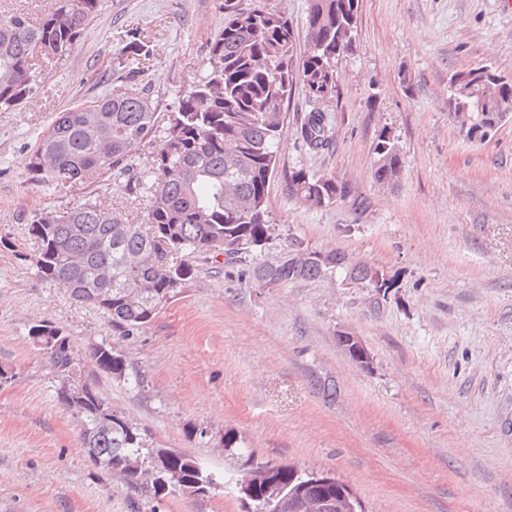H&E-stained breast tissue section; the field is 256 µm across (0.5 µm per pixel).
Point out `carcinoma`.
Returning a JSON list of instances; mask_svg holds the SVG:
<instances>
[{"mask_svg":"<svg viewBox=\"0 0 512 512\" xmlns=\"http://www.w3.org/2000/svg\"><path fill=\"white\" fill-rule=\"evenodd\" d=\"M98 4L56 0L36 22L18 12L0 16L1 109L32 96L34 50L47 60L63 56ZM220 9L224 27L210 43L205 73L173 110L156 112L147 93L131 86L60 112L27 170V181L48 191L94 174L118 173L153 133L162 131V143L148 153L144 169L121 186L127 199H146L142 222L102 201H87L40 213L28 228L38 243L36 274L100 311L117 339L139 335L182 293L192 272L178 255L222 254L231 262L271 239L268 187L278 169V136L293 84H302L312 103L299 126L302 147L320 152L333 141L328 112L336 94V65L353 49L360 0H308L307 49L300 56L296 28L281 11L264 4L244 8L241 0H222ZM450 89L449 99L472 104L470 112L453 113L472 142L484 141L473 132L496 114H512V80L486 66L452 74ZM95 122L112 126L109 145L91 134ZM374 154L373 179L383 186L395 184L402 159L391 131L380 132ZM284 178L291 196L309 207L327 206L344 194L335 178L303 168L289 169ZM336 272L372 289L373 304L393 287L338 250L311 249L298 240L248 274L263 286H277ZM28 337L58 374V399L80 418L81 448L94 469L117 473L155 498L196 497L212 479L234 490L244 512H265L267 503L283 498L288 512H350L348 498L355 501V512H363L349 486L329 471L276 464V474L267 477L253 470L252 456L241 452V470L226 475L191 455L149 445L145 430L117 411L112 412V429L98 427L97 411L108 402L82 382L71 337L48 320L33 324ZM89 357L113 379L143 384L112 343L93 345Z\"/></svg>","mask_w":512,"mask_h":512,"instance_id":"1","label":"carcinoma"}]
</instances>
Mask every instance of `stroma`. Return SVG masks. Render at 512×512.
Wrapping results in <instances>:
<instances>
[{
    "mask_svg": "<svg viewBox=\"0 0 512 512\" xmlns=\"http://www.w3.org/2000/svg\"><path fill=\"white\" fill-rule=\"evenodd\" d=\"M223 24L217 0H100L70 53L38 62L33 96L0 112V366L12 372L0 382V512H241L228 488L156 499L89 467L80 420L27 337L43 319L71 336L114 410L211 469L239 468L222 443L231 432L254 462L331 470L365 512H512V119L475 143L448 111L452 73L489 65L512 79V0H361L336 69L332 147L300 148L301 90L279 138L281 167L331 175L343 197L309 207L275 175L263 250L240 264L186 256L183 294L119 345L143 387L96 369L92 344L112 338L102 315L35 275V214L122 203L107 174L51 193L27 181L56 114L125 88L119 62L136 38L154 48L136 81L170 112ZM384 129L403 162L388 187L372 178ZM292 239L378 271L386 300L370 308L368 289L334 275L276 287L242 276ZM343 331L369 368L338 344Z\"/></svg>",
    "mask_w": 512,
    "mask_h": 512,
    "instance_id": "35a3bbf8",
    "label": "stroma"
}]
</instances>
